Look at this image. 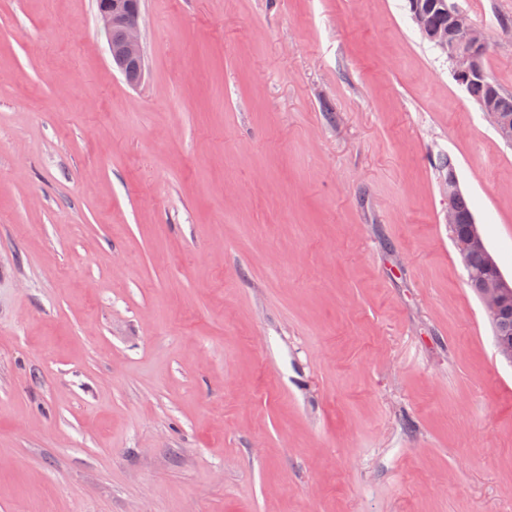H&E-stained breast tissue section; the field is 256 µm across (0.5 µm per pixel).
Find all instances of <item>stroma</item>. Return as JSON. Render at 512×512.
<instances>
[{"instance_id": "1", "label": "stroma", "mask_w": 512, "mask_h": 512, "mask_svg": "<svg viewBox=\"0 0 512 512\" xmlns=\"http://www.w3.org/2000/svg\"><path fill=\"white\" fill-rule=\"evenodd\" d=\"M512 94V0H458ZM0 0V512H512V144L405 0ZM97 8L113 69H117L129 84H138L144 71L140 4L137 0H98ZM117 31L119 35L112 37ZM459 188L455 175L449 182L446 192L448 193V208L446 210V223L451 228L455 225L456 233L463 235L468 228V224L474 216L469 199L461 191L454 199V208L450 198L457 192ZM456 211V212H455ZM457 214V216H456ZM457 220V222H456ZM457 223V224H456ZM454 244L462 263L466 267L467 257L473 251H487L486 243L480 234L477 224H471L470 230L463 236L454 238ZM484 252L473 253L468 261V269L472 272L485 274L488 269L494 270L490 276H481L480 288L478 284L469 282L468 287L478 296V288L480 299L487 317L491 323H496L505 314V302L512 298V283L509 282L500 271L493 256L490 255V266H487V254ZM494 336L512 339V313L503 317L496 325L493 326Z\"/></svg>"}]
</instances>
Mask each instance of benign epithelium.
Returning <instances> with one entry per match:
<instances>
[{
	"mask_svg": "<svg viewBox=\"0 0 512 512\" xmlns=\"http://www.w3.org/2000/svg\"><path fill=\"white\" fill-rule=\"evenodd\" d=\"M97 17L107 38L112 67L117 69L131 85L138 84L144 71V52L140 41V4L137 0H98ZM441 49L452 62L455 77H481L480 59L484 55L485 36L481 29L471 24L457 29L451 42H442ZM483 114L506 143L512 142V119L492 108ZM462 262L469 253L487 251L486 243L477 225L463 236L454 238ZM494 273L480 278V299L487 317L493 323L505 314V302L512 298V283L500 271L494 258H489Z\"/></svg>",
	"mask_w": 512,
	"mask_h": 512,
	"instance_id": "1",
	"label": "benign epithelium"
}]
</instances>
